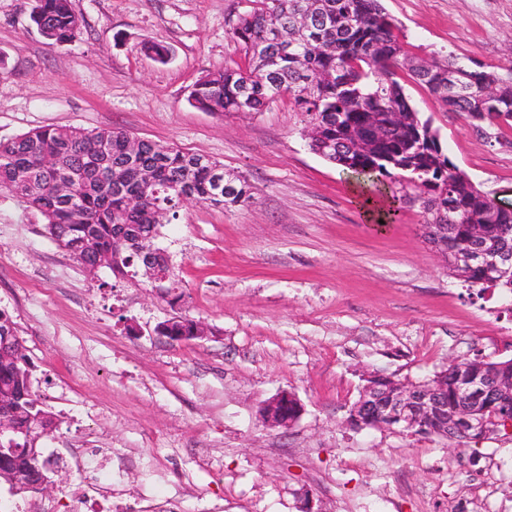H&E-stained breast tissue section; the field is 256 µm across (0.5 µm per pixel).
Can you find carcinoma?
Returning a JSON list of instances; mask_svg holds the SVG:
<instances>
[{
  "label": "carcinoma",
  "mask_w": 512,
  "mask_h": 512,
  "mask_svg": "<svg viewBox=\"0 0 512 512\" xmlns=\"http://www.w3.org/2000/svg\"><path fill=\"white\" fill-rule=\"evenodd\" d=\"M250 9L230 28L233 44L248 59L246 67L204 74L189 102L205 112L224 114L245 107L261 112L284 93L307 118L308 147L356 178L381 180L400 172L401 180L428 195L425 209L433 224L427 239L448 258L455 278L480 290L512 296V273L499 275L490 264L458 265L456 258L479 249L488 258L512 251V211L487 223L492 201L442 152L429 121L415 112L397 77L404 70L434 99L462 113L476 127L512 126V69L490 70L468 59H420L412 51L381 0H249ZM308 15L304 33L298 19ZM47 28L49 43L72 41L79 33L71 0H36L31 15ZM263 73L246 83L245 70ZM458 78L448 92V75ZM495 96L496 111L481 107L476 91ZM0 191L37 212L48 237L73 257L89 276L108 268L113 276L140 279L155 287L163 273L167 292L177 288L169 255L156 253L160 228L176 219L182 197L222 210L251 197L241 176L224 177V164L173 144L136 138L123 130L46 126L0 141ZM141 203L129 207V198ZM447 210L440 211V207ZM444 217H439V213ZM164 336H208L211 328L183 316L159 324ZM33 365L16 322L0 310V396L9 401L0 426L12 434L34 425L52 434L56 414L45 409L30 384ZM469 376L485 379L479 400L466 404L461 385ZM442 385L440 408L416 420L421 435L451 437L463 443L465 413L493 425L512 418V359L455 362L435 372ZM49 461L24 455L0 468V484L14 495L47 475Z\"/></svg>",
  "instance_id": "cac0c4a2"
}]
</instances>
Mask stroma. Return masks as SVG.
Instances as JSON below:
<instances>
[{"instance_id":"35a3bbf8","label":"stroma","mask_w":512,"mask_h":512,"mask_svg":"<svg viewBox=\"0 0 512 512\" xmlns=\"http://www.w3.org/2000/svg\"><path fill=\"white\" fill-rule=\"evenodd\" d=\"M382 4L422 58L512 67V0ZM33 5L0 0V141L120 128L222 162L251 197L182 205L162 227L180 281L172 303L107 269L88 279L0 193V308L61 420L39 441L55 489L1 484L0 512H512V433L461 445L348 425L368 374L424 380L454 361L512 358V312L449 275L421 200L370 218L368 184L309 149L291 97L221 117L189 104L200 76L246 65L229 29L247 0H72L80 33L60 45L38 34ZM154 45L166 63L148 57ZM402 84L444 154L512 209V127L476 129ZM176 314L213 336L158 335ZM282 391L303 406L287 430L259 414Z\"/></svg>"}]
</instances>
